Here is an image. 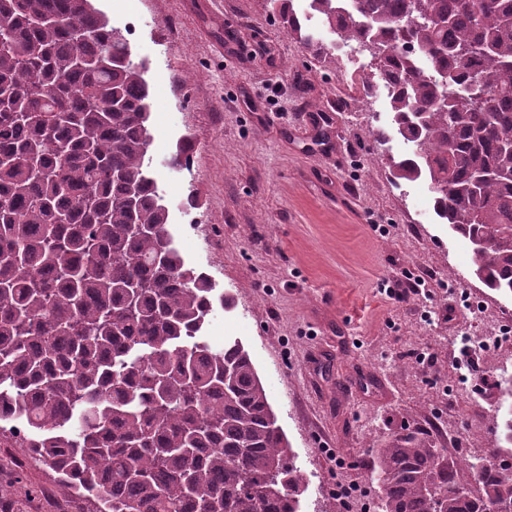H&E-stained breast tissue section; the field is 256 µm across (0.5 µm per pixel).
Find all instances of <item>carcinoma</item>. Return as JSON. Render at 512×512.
<instances>
[{
  "label": "carcinoma",
  "mask_w": 512,
  "mask_h": 512,
  "mask_svg": "<svg viewBox=\"0 0 512 512\" xmlns=\"http://www.w3.org/2000/svg\"><path fill=\"white\" fill-rule=\"evenodd\" d=\"M349 2L309 8L385 50L412 145L393 178L425 181L476 277L512 293V0ZM269 4L318 46L287 0ZM131 55L91 0H0V430L19 424L85 512H299L306 485L248 352L203 336L212 285L172 246ZM511 456L450 462L409 429L373 449L379 512H512Z\"/></svg>",
  "instance_id": "carcinoma-1"
}]
</instances>
